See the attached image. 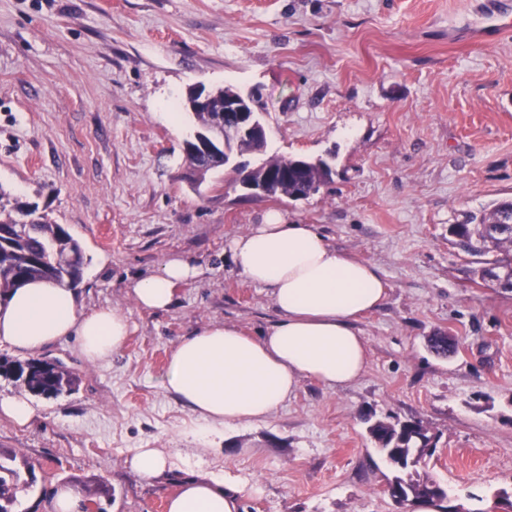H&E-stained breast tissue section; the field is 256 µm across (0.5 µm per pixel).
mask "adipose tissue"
<instances>
[{
  "label": "adipose tissue",
  "mask_w": 512,
  "mask_h": 512,
  "mask_svg": "<svg viewBox=\"0 0 512 512\" xmlns=\"http://www.w3.org/2000/svg\"><path fill=\"white\" fill-rule=\"evenodd\" d=\"M230 249L238 273L270 289L279 319L258 338L216 324L172 348L163 388L211 432L266 419L301 380L339 388L360 379L369 358L358 324L387 293L374 264L338 252L313 225L287 224L276 213ZM198 274L175 259L138 281L133 294L140 306L164 310L175 285ZM128 331L122 312L85 310L76 290L59 283L31 281L0 300V344L21 357L71 340L84 357L102 361ZM167 512H239V494L225 491L220 477L199 473L170 496Z\"/></svg>",
  "instance_id": "obj_1"
}]
</instances>
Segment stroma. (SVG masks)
I'll use <instances>...</instances> for the list:
<instances>
[{
    "instance_id": "1",
    "label": "stroma",
    "mask_w": 512,
    "mask_h": 512,
    "mask_svg": "<svg viewBox=\"0 0 512 512\" xmlns=\"http://www.w3.org/2000/svg\"><path fill=\"white\" fill-rule=\"evenodd\" d=\"M490 0H0V187L37 203L82 245L86 308L129 319L105 362L49 346L78 378L33 396L36 419L0 416V451L28 481L23 512L56 483H101L102 512H167L180 479L212 472L241 489L240 512H398L362 421L395 414L440 437L426 473L454 502L512 512V290L482 279L449 225L512 200V37L476 42ZM255 95L266 153L323 159L329 184L300 200L243 195L222 169L193 190L183 140L188 87ZM178 109L179 123L163 113ZM272 211L377 265L384 304L359 327L369 367L331 389L301 380L266 421L209 446L163 389L172 346L214 324L249 336L276 312L231 262L232 240ZM182 259L164 311L134 283ZM455 337L454 353L427 338ZM159 448L171 473L131 469ZM130 466L146 479L165 477L167 460L158 448H134L129 455Z\"/></svg>"
}]
</instances>
